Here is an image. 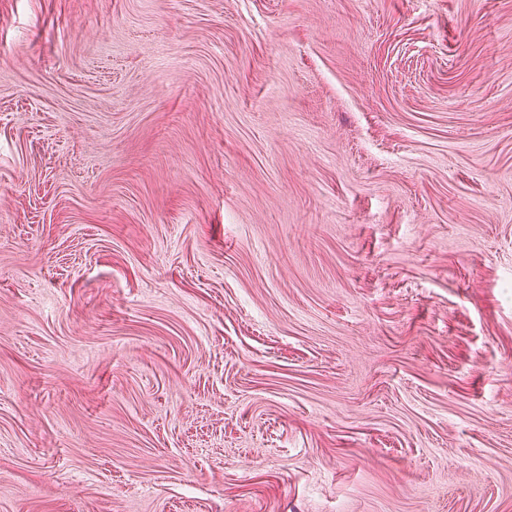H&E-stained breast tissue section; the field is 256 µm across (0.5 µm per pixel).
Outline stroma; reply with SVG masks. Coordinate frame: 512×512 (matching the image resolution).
<instances>
[{
    "instance_id": "35a3bbf8",
    "label": "stroma",
    "mask_w": 512,
    "mask_h": 512,
    "mask_svg": "<svg viewBox=\"0 0 512 512\" xmlns=\"http://www.w3.org/2000/svg\"><path fill=\"white\" fill-rule=\"evenodd\" d=\"M0 512H512V0H0Z\"/></svg>"
}]
</instances>
